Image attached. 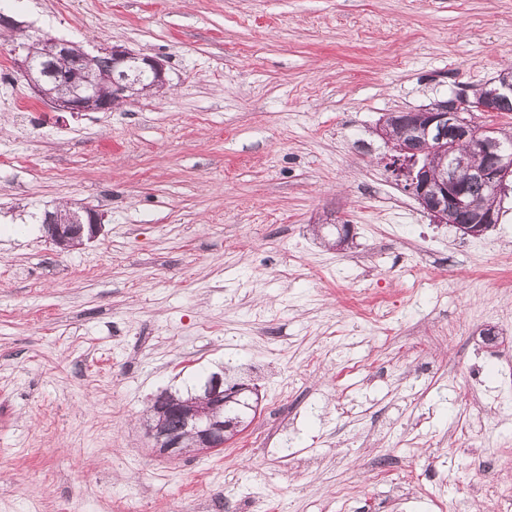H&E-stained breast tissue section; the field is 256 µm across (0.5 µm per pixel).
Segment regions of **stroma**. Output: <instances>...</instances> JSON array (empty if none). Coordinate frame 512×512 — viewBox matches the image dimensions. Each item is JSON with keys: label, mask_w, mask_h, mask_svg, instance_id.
<instances>
[{"label": "stroma", "mask_w": 512, "mask_h": 512, "mask_svg": "<svg viewBox=\"0 0 512 512\" xmlns=\"http://www.w3.org/2000/svg\"><path fill=\"white\" fill-rule=\"evenodd\" d=\"M8 13L0 512H512V184L498 224L463 235L404 190L375 132L512 61V0ZM44 34L156 57L169 87L55 111L14 63ZM72 200L102 230L60 252L39 220ZM314 224L353 239L332 250ZM213 373L257 388L251 424L157 456L155 396Z\"/></svg>", "instance_id": "35a3bbf8"}]
</instances>
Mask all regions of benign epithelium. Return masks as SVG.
<instances>
[{"instance_id":"benign-epithelium-1","label":"benign epithelium","mask_w":512,"mask_h":512,"mask_svg":"<svg viewBox=\"0 0 512 512\" xmlns=\"http://www.w3.org/2000/svg\"><path fill=\"white\" fill-rule=\"evenodd\" d=\"M72 43L52 37L36 40L24 48L15 60L33 92L59 112H108L139 90L123 65L136 60L153 74L152 86H166L164 64L157 58L118 45L104 44L99 52L112 57L114 68L97 76L89 84L87 68L95 64V56L84 53V68L68 65ZM512 98V70L505 69L485 88L484 93L470 100L465 94H453L450 100L437 101L420 112L424 122L414 131L407 128L408 139L395 148L393 157L396 175L436 224H449L465 235L478 237L499 221L495 210L478 209L471 202L468 185L477 181L497 196L512 178V133L493 124L480 125L471 116L480 112L493 115L500 104ZM472 214L462 224V213ZM102 215L92 210L79 212L67 206L49 216L46 225L50 240L67 249L96 236ZM254 388L245 383L224 386L216 381L204 386L202 395L179 406L186 426L184 437L168 432L162 421H151L148 429L161 454H180L193 448L198 451L217 450L236 433L234 424L224 422V406L236 401Z\"/></svg>"}]
</instances>
